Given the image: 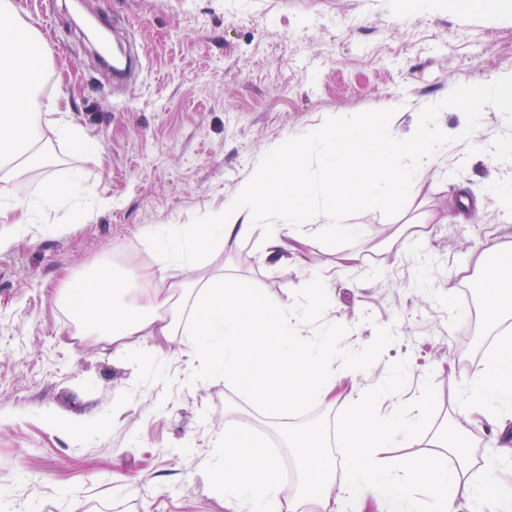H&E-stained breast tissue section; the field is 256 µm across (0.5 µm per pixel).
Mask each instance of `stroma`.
Instances as JSON below:
<instances>
[{
  "label": "stroma",
  "instance_id": "stroma-1",
  "mask_svg": "<svg viewBox=\"0 0 512 512\" xmlns=\"http://www.w3.org/2000/svg\"><path fill=\"white\" fill-rule=\"evenodd\" d=\"M17 0L25 20L55 36L46 102L68 108L84 145L42 135L55 157L48 171L0 181V202L36 198L45 178L78 180L75 200L91 218L38 215L16 231L0 223V507L5 512H225L224 495L204 468L227 421L258 422L254 405L222 377L201 379L175 345L153 365L137 363L120 343L71 334L72 317L56 293L69 275L133 249L153 264L146 236L196 224L229 203L238 184L274 155L285 135L331 114L415 131L424 113L448 132L472 125L479 141H512V93L484 107L461 100L437 109L449 88L512 73V0H87L92 17L118 18L141 52L135 81L113 86L93 47L71 25L74 0ZM511 172L478 148L461 145L387 210L355 209L357 237L318 242L310 266L325 275V317L346 319L337 359L352 358L357 380H384L394 363L410 372L396 405L426 395L424 440L392 449L428 453V438L455 416L449 365L484 358L485 326L456 321L449 303L472 281L488 239L512 243V210L487 199L464 220L459 195L483 196ZM408 238L406 248L396 238ZM263 229L226 244V268L272 297L300 298L292 263L262 256ZM343 252L357 268L339 269ZM344 404L289 411L293 424L321 423L341 454ZM505 433L473 429L471 472L496 462L512 488Z\"/></svg>",
  "mask_w": 512,
  "mask_h": 512
}]
</instances>
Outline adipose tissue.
<instances>
[{
    "mask_svg": "<svg viewBox=\"0 0 512 512\" xmlns=\"http://www.w3.org/2000/svg\"><path fill=\"white\" fill-rule=\"evenodd\" d=\"M49 64L47 46L37 28L19 17L16 0H0V181L46 167L44 122H52L60 138H82L66 117H47L40 86ZM474 139L468 125L451 137L427 120L402 136L389 125L374 129L363 119L330 116L283 140L272 161L245 178L233 202L207 223L166 229L153 242L160 266L141 268L130 278L103 265L65 280L58 301L81 334L94 331L116 340L178 337L200 370L222 375L254 399L267 426L295 451L299 488L288 512H299L305 503L316 504L320 512H364L368 500L380 498L389 502L388 512H512L511 495L493 491L490 478L470 475L466 433L434 435L429 454L420 458L388 456V449L420 439L427 405L377 416L375 403L393 399L402 371L370 387L355 384L356 362L336 372L337 324H312L323 306L322 278L303 276L308 303L302 307L269 297L248 280L208 271L211 255L260 227L267 230L264 256L282 259L318 239L359 234L360 225L344 221L353 203L388 208L449 143ZM80 190L75 180H46L36 202L1 205L0 223H31L35 205L67 208ZM181 263L193 278L171 281L169 270ZM475 272L483 286L485 317L496 326L512 320V245L486 240ZM145 284L153 290L151 297L132 301ZM342 399L350 405L339 422L346 470L340 485L336 458L321 428L294 426L285 417L292 408L312 402L332 407ZM456 408L473 426L497 424L512 413L511 336L501 337L478 372L460 381ZM206 466L211 482L224 493L226 512H276L285 484L282 464L253 423L239 420L218 434Z\"/></svg>",
    "mask_w": 512,
    "mask_h": 512,
    "instance_id": "ef3b65f1",
    "label": "adipose tissue"
}]
</instances>
